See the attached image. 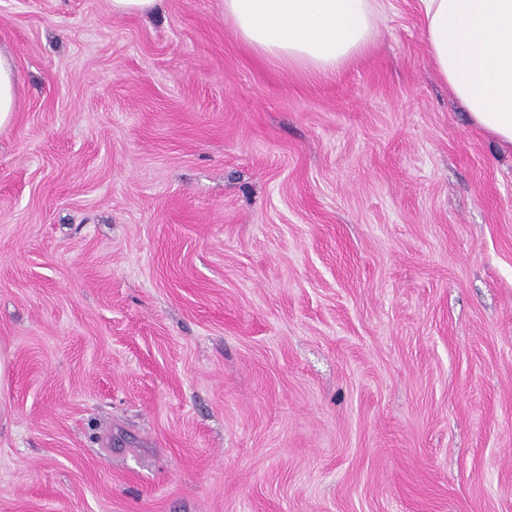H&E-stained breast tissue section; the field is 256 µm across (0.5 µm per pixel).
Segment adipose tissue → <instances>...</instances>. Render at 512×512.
I'll return each instance as SVG.
<instances>
[{
  "mask_svg": "<svg viewBox=\"0 0 512 512\" xmlns=\"http://www.w3.org/2000/svg\"><path fill=\"white\" fill-rule=\"evenodd\" d=\"M381 0H224V17L255 54L332 74L379 37ZM432 65L472 125L512 147V0H420Z\"/></svg>",
  "mask_w": 512,
  "mask_h": 512,
  "instance_id": "ef3b65f1",
  "label": "adipose tissue"
}]
</instances>
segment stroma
Here are the masks:
<instances>
[{"instance_id": "35a3bbf8", "label": "stroma", "mask_w": 512, "mask_h": 512, "mask_svg": "<svg viewBox=\"0 0 512 512\" xmlns=\"http://www.w3.org/2000/svg\"><path fill=\"white\" fill-rule=\"evenodd\" d=\"M379 30L0 0V512H512V151ZM381 1L224 0V18L261 58L332 74L377 42ZM16 73L11 55L0 48V129L7 127L15 112Z\"/></svg>"}]
</instances>
